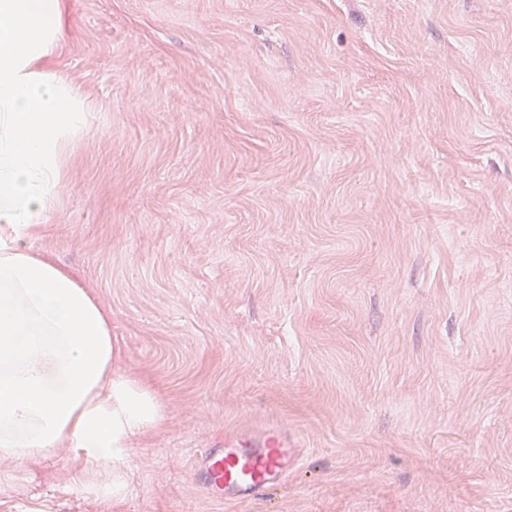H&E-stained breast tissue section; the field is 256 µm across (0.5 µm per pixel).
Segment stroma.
Instances as JSON below:
<instances>
[{
	"mask_svg": "<svg viewBox=\"0 0 512 512\" xmlns=\"http://www.w3.org/2000/svg\"><path fill=\"white\" fill-rule=\"evenodd\" d=\"M98 105L36 247L161 392L112 512H512V0H69ZM301 441L214 504L227 431ZM65 450L0 512H100ZM297 440L279 424L224 434V448L196 453L193 474L212 501L241 502L279 489L299 461Z\"/></svg>",
	"mask_w": 512,
	"mask_h": 512,
	"instance_id": "stroma-1",
	"label": "stroma"
}]
</instances>
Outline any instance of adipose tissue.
Instances as JSON below:
<instances>
[{
	"label": "adipose tissue",
	"mask_w": 512,
	"mask_h": 512,
	"mask_svg": "<svg viewBox=\"0 0 512 512\" xmlns=\"http://www.w3.org/2000/svg\"><path fill=\"white\" fill-rule=\"evenodd\" d=\"M67 0H0V484L58 448L103 502H123L137 438L166 421L124 368L93 289L33 246L95 105L59 76Z\"/></svg>",
	"instance_id": "adipose-tissue-1"
}]
</instances>
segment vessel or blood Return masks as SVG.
Instances as JSON below:
<instances>
[{
    "mask_svg": "<svg viewBox=\"0 0 512 512\" xmlns=\"http://www.w3.org/2000/svg\"><path fill=\"white\" fill-rule=\"evenodd\" d=\"M298 461L296 440L281 425L270 424L225 434L223 447L196 453L192 470L201 477L206 498L241 502L282 487Z\"/></svg>",
    "mask_w": 512,
    "mask_h": 512,
    "instance_id": "b4317fda",
    "label": "vessel or blood"
}]
</instances>
